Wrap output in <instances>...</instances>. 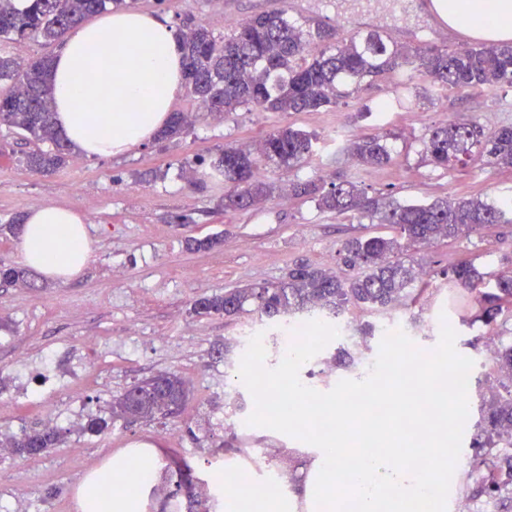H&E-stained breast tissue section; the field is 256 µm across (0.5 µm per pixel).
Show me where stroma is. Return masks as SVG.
I'll use <instances>...</instances> for the list:
<instances>
[{
	"label": "stroma",
	"mask_w": 512,
	"mask_h": 512,
	"mask_svg": "<svg viewBox=\"0 0 512 512\" xmlns=\"http://www.w3.org/2000/svg\"><path fill=\"white\" fill-rule=\"evenodd\" d=\"M356 11L351 0H135L137 10L161 14L176 26L186 18L223 31L225 19L239 22L254 14L288 10L296 18L335 25L340 36L381 28L402 44L454 46L447 32L429 28L422 0H405L397 13L394 0H367ZM394 78H383L322 112H266L253 107L223 116L200 112L198 103L180 96L177 112L198 118L182 138L147 142L112 158L70 160L56 173L42 176L22 163L25 150L15 130L0 129V222L38 205H56L80 213L93 242L88 265L73 280L44 278L41 291L0 285V376L9 380L0 400L12 403L0 414V433L50 426L62 429L60 447L31 457L0 452V512H15L25 501L28 512H80L77 493L84 478L113 455L148 445L157 448L161 466L191 460L197 493L211 491L212 461L238 466L223 450L237 436L260 449L264 468L286 466L284 494L295 491L302 461L273 454L274 445L301 447L299 439L247 425L254 401L239 376L240 360L250 336L263 337L265 364L275 367L287 352L279 323L243 312L233 319L198 317L191 305L203 295L220 294L245 283L275 284L304 262L337 270L336 252L354 235L389 234L383 224L354 213L318 210L314 201L292 195L288 186L305 180L322 183L358 178L368 195L388 193L402 201L436 197H495L512 194V170L488 166L450 171L422 162L419 151L430 129L456 117L476 121L487 130L512 125V87L460 92L433 87L427 100L391 105ZM370 117H363L364 109ZM290 125L317 137V154L301 167L267 169L276 192L260 208L224 210V193L213 183L199 184L180 164L209 157L227 145L243 144ZM395 134L396 165L362 168L341 153L343 143L363 132ZM193 214L186 226L172 224L176 213ZM218 234L222 244L193 252L190 237ZM415 260L434 272L423 299L399 312L415 347L436 348L442 325L457 333L455 347L471 358L469 414L458 467L452 476L455 497L467 494L471 444L480 429L481 395L495 374L489 368L492 346L481 338V324L463 323L457 294L445 287L440 271L469 260L483 271H512V224H498L419 249ZM386 319L382 313L352 311L333 326L370 322L376 330L357 342L338 337L299 371L302 383L331 390L343 379H363L362 363L377 357ZM227 347L217 357L216 347ZM159 372L181 375L192 395L184 413L163 422H116L102 435L82 433L91 415L105 414L109 403L138 380Z\"/></svg>",
	"instance_id": "obj_1"
}]
</instances>
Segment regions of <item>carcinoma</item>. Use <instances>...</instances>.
I'll use <instances>...</instances> for the list:
<instances>
[{
    "mask_svg": "<svg viewBox=\"0 0 512 512\" xmlns=\"http://www.w3.org/2000/svg\"><path fill=\"white\" fill-rule=\"evenodd\" d=\"M128 6L127 0H33L26 12H17L12 0H0V42L36 37L55 44L74 27L94 14ZM184 66V87L209 113L235 112L260 107L266 112H320L335 108L343 99L396 71L408 73L401 89L407 97L421 96L416 77L440 87L466 92L512 85V43L498 42L455 48L423 44L414 49L401 46L379 30L356 32L340 38L336 27L322 21L299 20L285 9L253 15L229 33L191 20L177 32ZM52 57L23 62L0 53V83L11 90L0 95V125L20 130L22 140L35 148L23 154L26 167L51 175L75 155V149L58 132L52 112L50 72ZM182 113H172L170 124L158 140L172 141L186 133ZM389 132L361 133L347 140L343 153L355 164L385 167L396 163L389 145ZM316 137L304 130L284 126L260 140L226 146L209 158L182 165H195L201 182L224 185L220 204L224 210L244 211L267 201L276 186L261 177L264 167H296L314 156ZM424 162L446 170L481 160L492 167L512 169V125L492 132L460 118L430 130L420 152ZM291 192L315 201L329 212H357L388 224L391 237L359 236L345 240L337 251L341 265L353 275L299 263L288 269L277 284L248 283L222 294L201 296L192 303L201 317L240 314L251 304L266 319L284 320L291 314L326 312L338 316L350 310L390 312L422 298L426 289L415 287L420 273L409 251L451 239L465 231L493 224H512V198H461L450 201L401 203L389 194L368 195L353 180L330 183L313 180L291 184ZM221 243L217 235L187 240V249L206 251ZM448 284L475 297L478 310L469 324L482 323L487 337L512 320V276L480 271L471 262H461L440 271ZM0 283L35 287L31 272L0 263ZM495 383L482 402L483 422L474 438L472 472L474 487L467 500L498 498L512 505V450L499 448L497 438L512 430V345H502L491 359ZM148 410L144 420L178 416L190 395L187 382L174 373H158L132 385L112 401L108 415L92 416L85 433L101 434L113 422H135L129 416L128 395ZM64 432L54 427L24 430L0 442L19 456L57 447ZM171 496L182 495L194 512H229L222 495L204 499L195 493V468L184 459L175 461L168 474Z\"/></svg>",
    "mask_w": 512,
    "mask_h": 512,
    "instance_id": "carcinoma-1",
    "label": "carcinoma"
}]
</instances>
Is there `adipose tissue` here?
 Returning a JSON list of instances; mask_svg holds the SVG:
<instances>
[{"mask_svg": "<svg viewBox=\"0 0 512 512\" xmlns=\"http://www.w3.org/2000/svg\"><path fill=\"white\" fill-rule=\"evenodd\" d=\"M459 21L478 36L512 39V0H486L482 13L459 11ZM184 88L183 59L174 30L157 16L118 9L79 26L52 60L55 122L61 135L86 157H113L152 140L168 122ZM21 252L27 266L70 279L86 267L92 242L81 215L39 205L26 214ZM149 449L128 462L112 456L82 483L98 489L105 512H140L157 472ZM443 481L442 471L410 468L394 449L362 454L346 466L335 442L323 441L303 470L305 512H336L337 488L356 501V512H398L402 502L422 501Z\"/></svg>", "mask_w": 512, "mask_h": 512, "instance_id": "ef3b65f1", "label": "adipose tissue"}]
</instances>
